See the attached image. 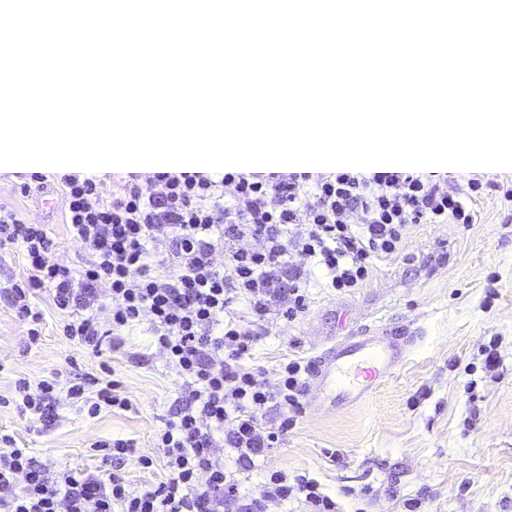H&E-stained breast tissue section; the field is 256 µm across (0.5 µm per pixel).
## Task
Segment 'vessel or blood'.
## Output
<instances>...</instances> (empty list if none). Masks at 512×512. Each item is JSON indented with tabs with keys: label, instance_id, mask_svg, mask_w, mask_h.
<instances>
[{
	"label": "vessel or blood",
	"instance_id": "b4317fda",
	"mask_svg": "<svg viewBox=\"0 0 512 512\" xmlns=\"http://www.w3.org/2000/svg\"><path fill=\"white\" fill-rule=\"evenodd\" d=\"M413 342L368 328L337 337L313 362V386L333 408L360 404L404 364Z\"/></svg>",
	"mask_w": 512,
	"mask_h": 512
}]
</instances>
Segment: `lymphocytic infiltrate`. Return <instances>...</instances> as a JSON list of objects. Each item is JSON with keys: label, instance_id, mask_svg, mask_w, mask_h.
<instances>
[{"label": "lymphocytic infiltrate", "instance_id": "lymphocytic-infiltrate-1", "mask_svg": "<svg viewBox=\"0 0 512 512\" xmlns=\"http://www.w3.org/2000/svg\"><path fill=\"white\" fill-rule=\"evenodd\" d=\"M158 191L65 175L64 223L87 259L69 268L55 262L43 224L26 223L0 203V247H20L27 275L0 288L16 317L28 324L29 343L41 338L45 292L62 313L66 339L92 351L122 330L149 321L154 344L182 380V404L156 434L154 451L138 456L143 468L163 464L164 480L130 490L119 473L108 479L66 470L50 473L16 439L0 434V512H270L291 499L305 512H339L317 480L269 472L261 497L244 499L250 473L280 447L304 411L308 361L280 363L277 383L247 363L268 317L294 322L308 308L307 264L324 287H363L382 261L403 254L411 224L470 227L472 203L483 185L467 191L398 172L367 177L351 171L319 177L264 179L228 171L215 180L199 173L157 174ZM169 241L167 255L155 254ZM248 240L258 249L245 248ZM111 379L31 383L18 378L11 397L22 416L54 422L58 393L88 416L127 410ZM279 410L278 422L266 419ZM229 450L231 464L216 455Z\"/></svg>", "mask_w": 512, "mask_h": 512}]
</instances>
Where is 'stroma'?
<instances>
[{
    "label": "stroma",
    "mask_w": 512,
    "mask_h": 512,
    "mask_svg": "<svg viewBox=\"0 0 512 512\" xmlns=\"http://www.w3.org/2000/svg\"><path fill=\"white\" fill-rule=\"evenodd\" d=\"M57 173L22 193L26 172L0 169V202L26 222L47 225L56 262L83 258L70 240L62 210L36 211L43 193L58 192ZM448 187L469 180L500 183L473 203L477 221L415 224L405 232V258L379 263L362 288L337 293L314 288L306 313L294 323L269 319L260 329L251 363L275 380L283 358L315 360L336 336L364 327L398 330L415 343L403 367L362 404L339 410L307 401L280 448L261 461L243 485L259 494L267 472L304 474L335 496L340 512H402L419 498L424 512H512V171L447 172ZM35 304L44 321L39 344L28 345L27 326L0 300V394L13 380L62 372L72 377L110 374L131 402L125 411L88 417L60 399L58 417L43 425L14 407L0 408V432L14 435L51 472L73 469L108 477L111 465L90 446L110 437L133 439L138 454L173 413L182 382L151 346L149 324L106 339L100 353L67 340L62 315L47 295ZM496 342L497 374L483 367Z\"/></svg>",
    "instance_id": "35a3bbf8"
}]
</instances>
